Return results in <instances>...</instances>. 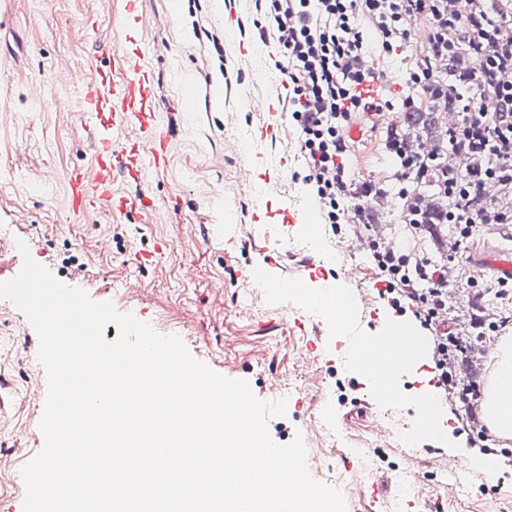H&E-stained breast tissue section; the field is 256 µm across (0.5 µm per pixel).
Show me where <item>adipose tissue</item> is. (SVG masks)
I'll return each mask as SVG.
<instances>
[{"instance_id":"1","label":"adipose tissue","mask_w":512,"mask_h":512,"mask_svg":"<svg viewBox=\"0 0 512 512\" xmlns=\"http://www.w3.org/2000/svg\"><path fill=\"white\" fill-rule=\"evenodd\" d=\"M489 427L502 438L512 437V338L497 343L491 385L486 394Z\"/></svg>"}]
</instances>
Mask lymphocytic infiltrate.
<instances>
[{
	"instance_id": "obj_1",
	"label": "lymphocytic infiltrate",
	"mask_w": 512,
	"mask_h": 512,
	"mask_svg": "<svg viewBox=\"0 0 512 512\" xmlns=\"http://www.w3.org/2000/svg\"><path fill=\"white\" fill-rule=\"evenodd\" d=\"M255 7L266 21L261 37L273 39L288 68L303 181L335 233L345 224L374 233L375 207L389 196L354 182L341 137L356 112L393 106L364 95L366 58L425 38L426 52L405 74L402 106L453 102L458 121L448 130V151L469 154L473 165L462 171L436 163L434 155L411 150L397 131L389 134L388 148L400 161V198L426 183L448 201L446 211L410 220V228L432 235L437 225H454L455 253L442 265L390 249L375 250L374 260L386 292L407 300L431 336L435 386L457 404L463 432L487 441L476 417L480 388L457 377L470 338L448 327V266L465 256L477 225L512 223V0H255ZM488 181L501 185L500 197L484 196Z\"/></svg>"
}]
</instances>
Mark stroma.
Wrapping results in <instances>:
<instances>
[{
	"mask_svg": "<svg viewBox=\"0 0 512 512\" xmlns=\"http://www.w3.org/2000/svg\"><path fill=\"white\" fill-rule=\"evenodd\" d=\"M108 8L121 13L124 2L0 0V282L20 271L16 242L24 240L58 280L160 334L179 336L195 359L246 380L258 399L270 401L269 389L277 387L287 409L269 418L271 439L286 445L302 438L315 460L312 477L340 488L346 512H387L395 500L400 512H419V504L399 494L400 482L412 477L427 483L432 512H512V466L501 464L492 475L474 466L480 451L457 432L455 417L442 429L460 445L451 457L466 476L463 484L443 480L447 466L430 449L376 445L380 410L363 378L345 369L348 339L329 337L321 317L295 304H268L255 283L257 267L284 275L269 258L289 250L312 259L308 286L339 282L353 291L365 331L380 330L389 318H413L411 307L394 308L379 293L377 269L357 230L346 226L335 234L322 224L302 181L296 133L278 135L261 149L250 146L259 120L246 102L253 76L204 35L223 33L224 0H140V20L130 28L104 18ZM97 40L158 51L149 68L159 90L158 118L170 128L175 149L151 189L176 206L181 223L146 224L104 206L70 214L67 175L88 168L89 157L80 90L62 77L84 73ZM422 51L417 40L378 60L388 76L382 98L399 96L406 68ZM181 74L192 77V89L177 85ZM401 115L398 106L356 114L361 135L347 146L357 182L395 191L386 139ZM229 139L245 151L228 153ZM282 155L287 172L273 189L263 180L264 166ZM378 222L386 243L437 258L433 241L403 224L399 204L382 209ZM498 251H512V223L477 227L466 258L451 270L450 326L468 328L466 281L483 256ZM38 348L23 314L0 299V390L9 398L0 412V512H23L21 470L45 444L40 421L48 380ZM327 397L336 412L322 435L310 417Z\"/></svg>",
	"mask_w": 512,
	"mask_h": 512,
	"instance_id": "35a3bbf8",
	"label": "stroma"
}]
</instances>
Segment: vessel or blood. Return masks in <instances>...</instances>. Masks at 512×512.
<instances>
[{
	"label": "vessel or blood",
	"instance_id": "1",
	"mask_svg": "<svg viewBox=\"0 0 512 512\" xmlns=\"http://www.w3.org/2000/svg\"><path fill=\"white\" fill-rule=\"evenodd\" d=\"M147 57L144 50H111L108 71H96L83 88L82 123L93 146L94 176L86 178L79 170L69 173L72 213L99 203L122 215L139 212L150 222L168 209L150 192L151 174L164 168L173 140L169 128L156 120L158 92L149 77ZM272 81L276 92L259 101L267 119L253 129L252 143L257 147L280 127L279 92L288 86L286 70H279ZM133 129L138 132L134 138L129 135ZM119 176L134 185L133 193H113L112 183Z\"/></svg>",
	"mask_w": 512,
	"mask_h": 512
}]
</instances>
